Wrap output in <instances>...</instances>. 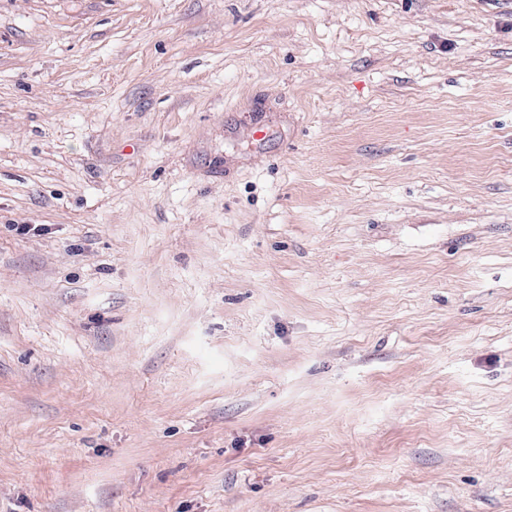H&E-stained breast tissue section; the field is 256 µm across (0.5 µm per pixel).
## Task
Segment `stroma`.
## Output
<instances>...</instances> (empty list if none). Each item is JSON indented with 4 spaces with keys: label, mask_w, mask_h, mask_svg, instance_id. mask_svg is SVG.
<instances>
[{
    "label": "stroma",
    "mask_w": 512,
    "mask_h": 512,
    "mask_svg": "<svg viewBox=\"0 0 512 512\" xmlns=\"http://www.w3.org/2000/svg\"><path fill=\"white\" fill-rule=\"evenodd\" d=\"M0 512H512V0H0Z\"/></svg>",
    "instance_id": "35a3bbf8"
}]
</instances>
